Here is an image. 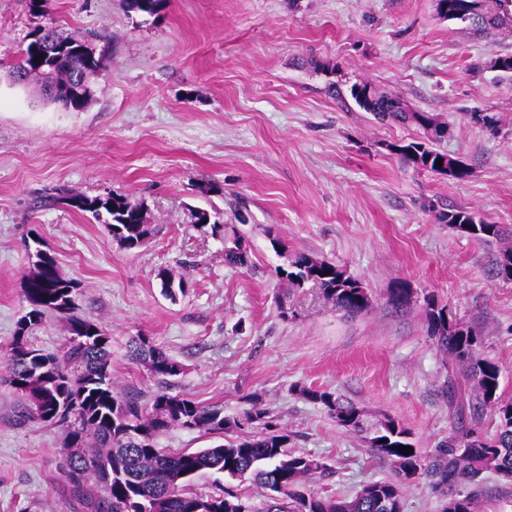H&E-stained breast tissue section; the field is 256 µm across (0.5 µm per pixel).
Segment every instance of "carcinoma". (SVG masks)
<instances>
[{
	"instance_id": "cac0c4a2",
	"label": "carcinoma",
	"mask_w": 512,
	"mask_h": 512,
	"mask_svg": "<svg viewBox=\"0 0 512 512\" xmlns=\"http://www.w3.org/2000/svg\"><path fill=\"white\" fill-rule=\"evenodd\" d=\"M124 2L127 11L152 17L160 13L165 0ZM444 20L465 23L478 34L497 29L511 32L512 0H448ZM105 68L104 56L96 55L83 39L47 29L36 33L13 75L34 76L53 84L63 92L53 103L79 110L90 100L93 81ZM487 69L512 79V54L499 55L479 67ZM349 94L360 108L379 119L392 118L423 131L418 140L388 145L405 164L458 180L469 176L461 161L436 148L447 135V123L427 112L406 111L397 95L381 92L368 81L352 84ZM471 119L494 134L499 131L500 120L493 113L473 112ZM60 201L103 219L108 233L126 248L141 245L151 235L142 205L124 196L44 197L46 205ZM194 218L195 223L210 226L211 234L222 237L225 264L249 265V253L235 225L211 222L204 209L197 210ZM436 219L471 238L502 243L495 273L512 281L511 230L466 208L441 211ZM276 274L290 288L318 289L336 310L348 315L370 308L367 289L334 263L297 254L289 266L277 268ZM77 290V283L64 278L47 253L36 251L23 288L29 311L17 322L5 371L11 386L24 397L22 418L66 428L60 448L66 462L65 480L84 512H138L137 502L146 506L145 512H197L200 505L206 506L202 512H235L234 504L240 500L248 503L249 512H403V486L409 476L422 474L433 478L434 488L443 497L454 500L455 512H472L473 495L463 496L457 487H477L488 470L512 477V402L499 394L500 368L479 355L478 336L453 321L446 307L431 295L424 298L428 335L473 380L476 403L495 416L494 433L476 439L474 432L457 426L436 454L426 456L415 448L410 431L399 421L388 418L368 426L354 405L342 403L329 391L303 388V396L321 404L339 426L362 435L370 451L390 459L395 467L394 477L367 483L351 496L323 497L311 483L327 470V464L286 451L288 433L269 410L252 400L241 414L226 417L221 409L169 392L168 379L179 376L183 367L141 336L131 340L130 357L146 365L160 388L147 402L122 392L112 378L109 334L103 326L74 314ZM416 302L404 281H396L389 289L388 304L397 311H406ZM54 313L69 315L70 336L62 349L47 352L30 343L29 333ZM58 406L67 414L54 419L44 416ZM245 425L252 431L209 448L170 452L159 446V437L175 427L224 436ZM401 446L412 452L400 453ZM206 471L221 474L226 481H250L262 490V506L231 486L214 493L190 491L188 486Z\"/></svg>"
}]
</instances>
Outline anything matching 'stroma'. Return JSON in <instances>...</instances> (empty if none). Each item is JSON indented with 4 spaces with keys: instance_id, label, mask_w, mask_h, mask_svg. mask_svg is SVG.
<instances>
[{
    "instance_id": "35a3bbf8",
    "label": "stroma",
    "mask_w": 512,
    "mask_h": 512,
    "mask_svg": "<svg viewBox=\"0 0 512 512\" xmlns=\"http://www.w3.org/2000/svg\"><path fill=\"white\" fill-rule=\"evenodd\" d=\"M80 37L107 67L79 111L44 99L10 72L33 33ZM512 54V34L470 33L440 20L434 0H166L147 19L123 0H0V361L28 305L24 277L35 248L76 281L78 315L105 326L112 375L147 400L159 384L128 357L143 336L183 367L173 392L239 414L257 397L290 435L288 449L325 461L313 484L351 495L394 475L391 461L336 425L300 387L359 408L367 423L400 420L433 452L456 420L452 362L431 341L422 305L394 311L406 281L481 338L512 401V281L496 276L499 246L438 223L435 208H469L512 226V80L474 73ZM368 81L412 110L447 122L441 150L466 164L457 180L417 170L389 143L422 135L381 121L335 88ZM490 112V134L470 119ZM123 195L143 206L151 237L128 249L91 214L50 194ZM240 223L250 256L224 263V242L196 209ZM285 243L276 253L266 228ZM359 279L368 312L337 311L315 290L276 276L296 254ZM184 278L177 298L162 276ZM289 295L291 317L277 296ZM0 365V512H75L63 474L64 431L25 422ZM473 512H512V481L489 471ZM395 288L389 289L388 304L396 311H407L417 302L412 288L405 281H396Z\"/></svg>"
}]
</instances>
